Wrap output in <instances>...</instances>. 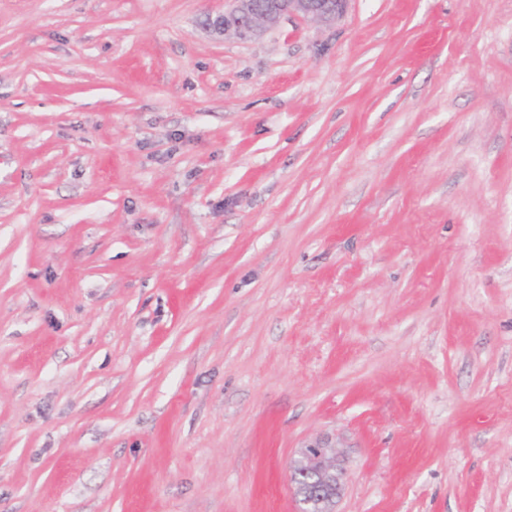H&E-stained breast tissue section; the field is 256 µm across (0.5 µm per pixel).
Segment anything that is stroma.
<instances>
[{
    "label": "stroma",
    "instance_id": "obj_1",
    "mask_svg": "<svg viewBox=\"0 0 512 512\" xmlns=\"http://www.w3.org/2000/svg\"><path fill=\"white\" fill-rule=\"evenodd\" d=\"M0 0V512H512V0ZM347 1L236 0L235 8L230 12L207 14L204 26L219 37L233 33L248 38L275 26L284 15H297L329 25L343 15ZM336 448H338L336 444H332L328 439L316 440L304 447L300 453L301 457L291 466V469L294 466L300 468L292 471V477L303 478L300 473V470H303L312 480L308 491H305L302 486L295 485L289 478L290 484L295 485L298 495H295L298 512H310L311 505L318 499L326 504L323 511H332L346 479V471L339 463ZM324 493L326 497L323 496Z\"/></svg>",
    "mask_w": 512,
    "mask_h": 512
}]
</instances>
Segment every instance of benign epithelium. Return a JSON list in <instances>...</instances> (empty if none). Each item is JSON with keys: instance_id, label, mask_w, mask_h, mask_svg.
<instances>
[{"instance_id": "1", "label": "benign epithelium", "mask_w": 512, "mask_h": 512, "mask_svg": "<svg viewBox=\"0 0 512 512\" xmlns=\"http://www.w3.org/2000/svg\"><path fill=\"white\" fill-rule=\"evenodd\" d=\"M346 3L347 0H236L232 11L206 15L205 27L219 37L232 33L248 38L275 26L285 15L329 25L343 15ZM294 465L311 478L308 489L296 487L297 512H311V505L318 499L326 504L324 510L330 512L346 479L336 445L328 439L310 443Z\"/></svg>"}]
</instances>
